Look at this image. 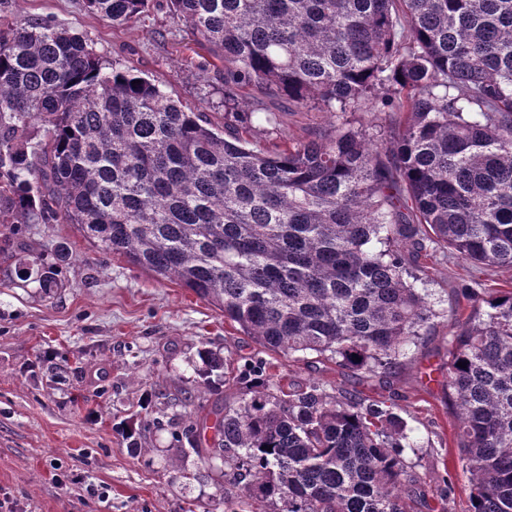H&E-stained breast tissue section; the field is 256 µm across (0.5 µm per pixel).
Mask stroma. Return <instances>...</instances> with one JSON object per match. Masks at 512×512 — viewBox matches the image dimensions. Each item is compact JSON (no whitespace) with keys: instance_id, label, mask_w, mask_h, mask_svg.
<instances>
[{"instance_id":"stroma-1","label":"stroma","mask_w":512,"mask_h":512,"mask_svg":"<svg viewBox=\"0 0 512 512\" xmlns=\"http://www.w3.org/2000/svg\"><path fill=\"white\" fill-rule=\"evenodd\" d=\"M0 15L47 19L87 34L104 60L160 77L174 99L224 123V84L211 57L166 8L150 5L126 28L88 13L83 0H6ZM36 247L48 262L58 248L71 254L48 296L15 274ZM430 276L438 316L387 382L313 354L267 358L291 389L315 380L331 394L393 399L420 446L408 461L430 488L410 512H433L445 489L448 512H467L469 476L454 441L458 421L442 391L446 351L456 317L469 312L463 286L476 279L489 292L512 288V269L480 272L451 255ZM203 347L237 362L263 355L220 310L122 257L96 254L71 225L22 230L0 258V491L17 512H227L238 491L225 484L223 464L178 457L171 428L154 425L149 415L161 391L206 406L238 399V388L221 380L204 384ZM129 421L145 428L134 452L121 436Z\"/></svg>"}]
</instances>
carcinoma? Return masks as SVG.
Returning <instances> with one entry per match:
<instances>
[{"mask_svg":"<svg viewBox=\"0 0 512 512\" xmlns=\"http://www.w3.org/2000/svg\"><path fill=\"white\" fill-rule=\"evenodd\" d=\"M150 2L84 5L125 26ZM166 6L224 64L222 128L82 33L0 18V253L24 226L72 224L98 254L192 290L262 348L374 377L436 316L421 285L437 249L512 268V0ZM279 99L334 121L273 138L266 102ZM360 112L375 124H356ZM57 271L40 251L18 269L46 292ZM466 292L443 391L469 512H512V290ZM198 355L204 374L226 369ZM232 380L239 401L184 399L169 417V398L153 423L184 422L179 451L224 463L240 505L406 512L404 499L427 497L395 403L317 381L288 391L253 361ZM203 411L212 426L197 424Z\"/></svg>","mask_w":512,"mask_h":512,"instance_id":"1","label":"carcinoma"}]
</instances>
